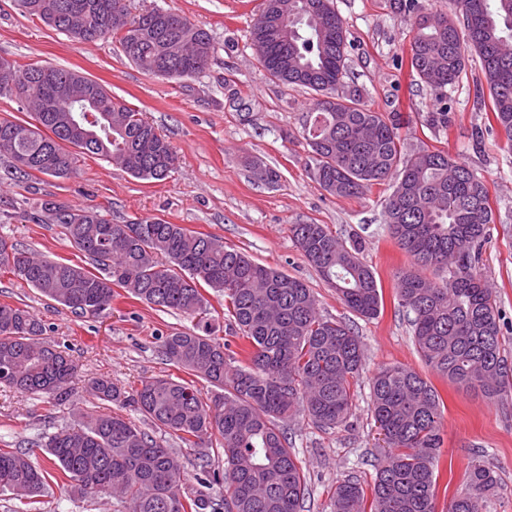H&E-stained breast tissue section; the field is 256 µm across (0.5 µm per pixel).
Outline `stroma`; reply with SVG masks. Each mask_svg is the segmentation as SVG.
Returning a JSON list of instances; mask_svg holds the SVG:
<instances>
[{
	"label": "stroma",
	"mask_w": 512,
	"mask_h": 512,
	"mask_svg": "<svg viewBox=\"0 0 512 512\" xmlns=\"http://www.w3.org/2000/svg\"><path fill=\"white\" fill-rule=\"evenodd\" d=\"M394 0H333L351 43L347 85L359 88L374 111L397 114L406 153L440 149L467 164L482 179L493 213L483 248L482 273L493 289L500 315L501 354L512 367V142L492 112L480 102L481 62L471 56L459 80L446 90L448 125L431 128L424 116L435 95L410 66L416 12L451 13L449 0H415V11L397 12ZM132 13L164 8L207 30L215 52L207 68L184 81L145 74L119 52L114 40L76 45L64 33L20 14L13 0H0V57L18 64L39 62L83 73L103 85L114 100L142 112L174 147L175 172L163 181L126 174L95 156H78L76 176L39 173L0 179V236L49 258L92 268L93 263L53 224L36 223V204L53 199L73 206L109 210L114 223L159 216L170 223L223 237L257 262L305 281L322 316L350 324L364 347L363 370L347 423L335 429L314 425L304 413L285 424L308 471L307 512H330L328 491L336 479L352 475L371 485L387 447L370 409L369 382L381 367L408 366L428 379L445 407L444 443L438 462L437 512H448L454 494L464 492L468 469L480 460L493 468L499 488L488 512H512V391L489 399L459 389L432 371L416 351L405 313L395 298L398 273L410 257L384 224L388 186L363 195L328 194L311 170L310 148L302 137L315 92L270 79L257 61L251 30L261 0H129ZM255 160L280 174L278 184L259 180L248 168ZM323 224L338 237L356 241L361 260L374 270L383 305L366 319L346 308L297 248L290 227ZM0 303L25 307L46 327L47 341L68 346L79 379L106 376L126 389L166 374L187 379L201 398L211 388L165 361L158 337L188 329L193 321L161 312L124 296L110 312L79 316L42 297L11 273L0 271ZM107 413L112 404L76 388L71 401L51 400L0 388V448H24L44 468L50 455L38 447L39 434L73 424L76 409ZM185 470L186 500L221 499L224 488L198 479L201 466L223 469L224 460L205 449L170 440ZM40 512H128L124 499L106 493L92 499L73 495L51 482Z\"/></svg>",
	"instance_id": "stroma-1"
}]
</instances>
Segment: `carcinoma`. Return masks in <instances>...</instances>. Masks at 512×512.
<instances>
[{
    "label": "carcinoma",
    "mask_w": 512,
    "mask_h": 512,
    "mask_svg": "<svg viewBox=\"0 0 512 512\" xmlns=\"http://www.w3.org/2000/svg\"><path fill=\"white\" fill-rule=\"evenodd\" d=\"M312 2L331 23L322 30L314 19L288 21L285 51L278 32L252 28V42L272 43L259 63L272 79L323 95L303 130L323 190L357 197L394 179L384 213L391 237L413 260L396 281L398 305L411 315L413 343L426 365L456 386L497 398L512 387V369L501 355L493 292L479 270L492 223L485 185L445 151L405 156L396 116L373 111L355 87L339 90L347 71L346 27L332 0ZM15 4L78 45L110 36L130 63L153 76L162 69L167 80L199 75L214 53L206 30L167 9L134 15L126 0ZM454 5L452 18L416 19L411 68L441 101L464 72L468 54L476 53L490 111L511 142L512 0ZM0 97L16 98L31 116L0 118V151L16 175L69 178L77 174L79 154L96 155L145 180H164L176 169L175 151L143 113L77 71L0 58ZM85 104L94 111H79ZM38 210L91 258L96 271L39 258L1 237L0 270L78 315L111 310L120 288L158 311L195 320L192 329L160 336V347L167 361L214 388L205 402L192 385L169 375L150 377L131 392L109 378L90 379L88 389L97 399L133 408L160 436L116 412L86 414L44 436L42 447L71 491L93 498L94 486L105 483L129 503L130 512H303L307 471L284 422L302 411L323 429L347 423L364 356L352 327L321 317L304 282L256 262L219 236L156 217L115 224L104 209L52 199L42 200ZM290 232L350 310L367 319L380 313L376 275L355 244L323 224H293ZM207 288L224 296L236 333L249 343L245 358L228 353V344L213 336ZM43 332L30 310L0 303V387L66 403L77 367L66 351L43 340ZM369 398L388 453L370 490L353 476L336 480L331 512H436L440 395L414 369L393 365L374 375ZM166 435L189 447L222 451L224 500H183V471ZM54 478L25 451L0 449V491L19 497L29 512ZM497 488L492 470L475 463L466 491L452 498L448 512H486Z\"/></svg>",
    "instance_id": "1"
}]
</instances>
